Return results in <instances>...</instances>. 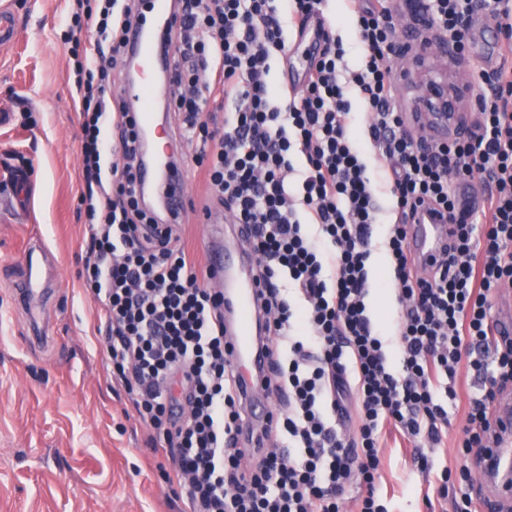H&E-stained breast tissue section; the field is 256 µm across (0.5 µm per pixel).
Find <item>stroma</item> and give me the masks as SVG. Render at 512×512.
Masks as SVG:
<instances>
[{
    "instance_id": "obj_1",
    "label": "stroma",
    "mask_w": 512,
    "mask_h": 512,
    "mask_svg": "<svg viewBox=\"0 0 512 512\" xmlns=\"http://www.w3.org/2000/svg\"><path fill=\"white\" fill-rule=\"evenodd\" d=\"M69 8L68 0H0V10L12 12L18 26L17 39L0 47V113L11 115L0 125V512H180L181 501L162 478L163 458L148 450L153 429L137 418L125 392L112 389L97 304L80 278V127L62 37ZM500 51L493 19L475 14L462 78L491 69ZM447 67V58L434 51L420 64L406 58L395 63L398 109H414L412 78ZM20 97L29 116L20 112ZM23 168L29 183L21 192L12 177ZM378 205L369 309L391 338L400 323L383 250L392 202L383 196ZM32 238L48 247L56 274L47 338L36 344L29 341L28 315L11 293ZM449 418L446 447L426 450L428 470L418 467L412 449L386 438L389 512H426L429 484L443 467L458 463L463 408L450 409Z\"/></svg>"
}]
</instances>
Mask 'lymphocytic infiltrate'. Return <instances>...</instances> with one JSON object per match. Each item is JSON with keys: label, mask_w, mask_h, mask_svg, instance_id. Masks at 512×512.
Here are the masks:
<instances>
[{"label": "lymphocytic infiltrate", "mask_w": 512, "mask_h": 512, "mask_svg": "<svg viewBox=\"0 0 512 512\" xmlns=\"http://www.w3.org/2000/svg\"><path fill=\"white\" fill-rule=\"evenodd\" d=\"M65 35L79 102L86 224L83 285L97 301V331L112 380L154 435L153 454L184 512H341L352 486L356 512L382 504V432L438 446L458 371L482 379L467 393L463 455L489 456L503 430L495 408L512 386V339L492 312L512 283V0H421L429 27L457 35L477 9L496 22L507 52L479 71L473 132L432 141L414 136L394 103L401 54L396 0H347L364 49L361 70L343 74V43L326 26L300 95H277L268 76L284 56L286 29L322 13L324 0H175L169 29L170 110L196 139L194 166L210 204L223 206L258 258L257 345L262 382L287 403L253 431L246 391L224 336V296L169 222L139 199V137L113 150V116L128 119L112 79L127 65L124 35L141 21L139 0H72ZM93 29V42L79 31ZM371 116L369 138L395 201L386 246L401 324L380 334L367 305L375 184L352 141L348 86ZM222 100L220 125L203 120ZM478 181L483 206L460 209L454 188ZM428 201L453 226L440 271H421L406 226ZM472 471L442 469L435 492L454 512H474Z\"/></svg>", "instance_id": "f902f5d3"}]
</instances>
